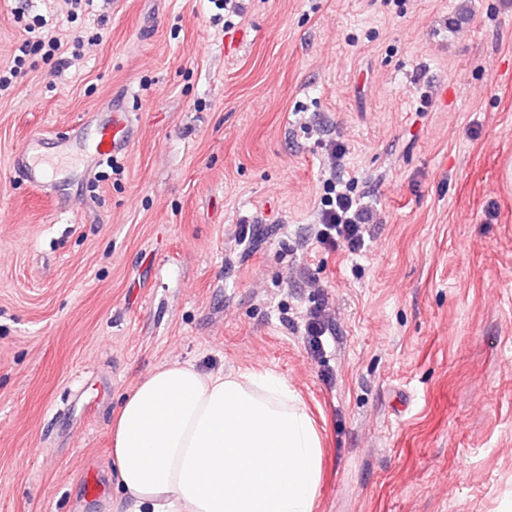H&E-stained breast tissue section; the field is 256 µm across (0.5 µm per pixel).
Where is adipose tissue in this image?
<instances>
[{
    "mask_svg": "<svg viewBox=\"0 0 512 512\" xmlns=\"http://www.w3.org/2000/svg\"><path fill=\"white\" fill-rule=\"evenodd\" d=\"M110 433L133 512H313L321 438L271 373L163 364L126 394Z\"/></svg>",
    "mask_w": 512,
    "mask_h": 512,
    "instance_id": "obj_1",
    "label": "adipose tissue"
}]
</instances>
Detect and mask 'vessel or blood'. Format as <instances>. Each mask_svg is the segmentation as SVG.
Wrapping results in <instances>:
<instances>
[{
	"mask_svg": "<svg viewBox=\"0 0 512 512\" xmlns=\"http://www.w3.org/2000/svg\"><path fill=\"white\" fill-rule=\"evenodd\" d=\"M73 151H52L45 147V137L31 135L14 158L17 171L28 183L39 190L53 187L61 166L69 156H77L85 171H92L101 161L128 152L137 134L132 112L121 103H113L108 118L94 125L92 137H85L81 128H74Z\"/></svg>",
	"mask_w": 512,
	"mask_h": 512,
	"instance_id": "1",
	"label": "vessel or blood"
}]
</instances>
